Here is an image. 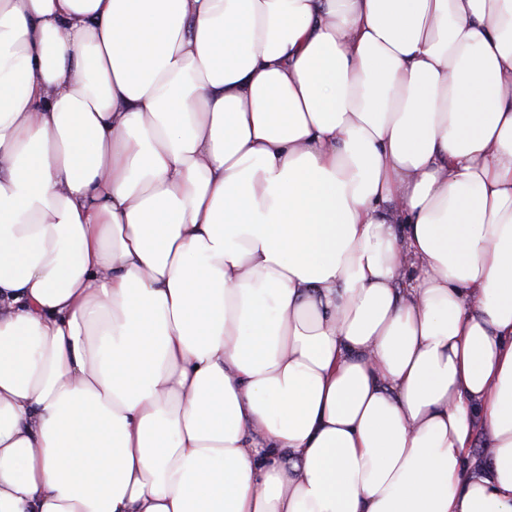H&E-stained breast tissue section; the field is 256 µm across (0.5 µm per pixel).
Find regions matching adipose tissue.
I'll list each match as a JSON object with an SVG mask.
<instances>
[{
	"mask_svg": "<svg viewBox=\"0 0 512 512\" xmlns=\"http://www.w3.org/2000/svg\"><path fill=\"white\" fill-rule=\"evenodd\" d=\"M0 512H512V0H0Z\"/></svg>",
	"mask_w": 512,
	"mask_h": 512,
	"instance_id": "ef3b65f1",
	"label": "adipose tissue"
}]
</instances>
